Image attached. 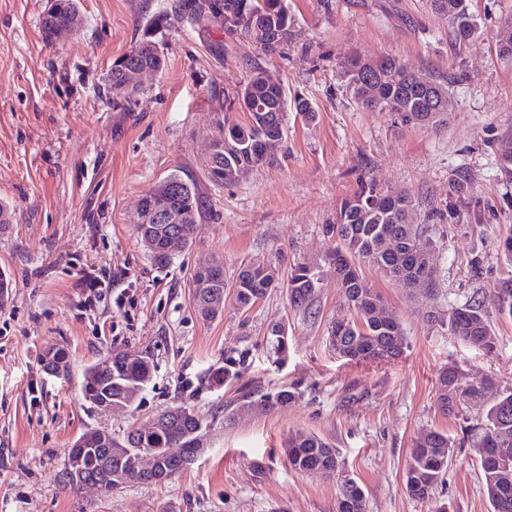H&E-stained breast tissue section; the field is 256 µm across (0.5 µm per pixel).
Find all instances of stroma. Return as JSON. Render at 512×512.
Here are the masks:
<instances>
[{"mask_svg":"<svg viewBox=\"0 0 512 512\" xmlns=\"http://www.w3.org/2000/svg\"><path fill=\"white\" fill-rule=\"evenodd\" d=\"M54 0H0V200L13 221L0 232V512H336L335 480L299 474L284 448L312 433L335 448L364 491L365 512H491L476 445L486 412L512 392V318L490 313L492 351L442 327L451 309L489 296L512 276L500 245L512 228V181L501 172L512 150V0H472L480 31L456 37L428 0H286L293 36L267 56L215 28L146 21L173 0H77L75 33L46 39L42 14ZM162 51V71L142 77L131 111L100 93L113 61L145 35ZM389 56L421 75L446 77L450 107L429 127L362 109L341 64L351 54ZM266 68L313 117L289 111L284 153L244 179L218 185L204 160L226 101ZM195 179L206 219L186 251L157 267L140 240L138 205L173 170ZM464 191H454L459 176ZM403 190L414 223L432 241L436 283L420 291L360 270L401 323L408 347L397 361L351 362L328 343L331 326L352 319L325 254V233L359 177ZM446 208L448 223L430 218ZM318 261L321 282L309 309L294 308L283 285L292 267ZM233 284L247 265L275 267L279 284L247 309L232 292L212 319L191 299L192 276L212 262ZM112 272L113 294L132 288L124 308L111 297L86 303L80 270ZM286 325L278 352L272 325ZM62 350L67 377L47 373ZM121 349L154 370L128 408L102 412L82 394L88 365ZM495 382L482 404L455 415L438 408L448 366ZM230 370L224 385L216 368ZM291 387L295 399L268 409L240 406V388ZM172 406L203 420L205 447L193 465L161 484L105 492L64 484L69 448L88 429L122 436ZM448 435L454 453L434 502L408 497L404 476L417 438Z\"/></svg>","mask_w":512,"mask_h":512,"instance_id":"35a3bbf8","label":"stroma"}]
</instances>
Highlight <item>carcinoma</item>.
Here are the masks:
<instances>
[{
    "label": "carcinoma",
    "mask_w": 512,
    "mask_h": 512,
    "mask_svg": "<svg viewBox=\"0 0 512 512\" xmlns=\"http://www.w3.org/2000/svg\"><path fill=\"white\" fill-rule=\"evenodd\" d=\"M57 11H46L40 20L45 37L52 40L63 33L73 32L79 24L75 0H56ZM431 9L448 21L456 36L466 39L477 31L470 0H429ZM217 26L228 35L246 39L262 53L272 55L282 49L292 36L294 17L285 0H176L171 8L150 20L148 29L164 24L182 27H198L202 24ZM141 66L154 72L163 69L164 56L158 53L156 42L141 41L132 47ZM343 76L348 89L363 109L389 112L398 122L412 124L421 112L430 108L428 87L443 85L437 77H422L396 59L384 57L378 69L357 55L342 63ZM112 101V108L127 111L132 99L139 94L140 85L133 76L119 67H112L102 88ZM245 111L247 118L235 122L224 118L220 136L231 141L247 140L252 144V158L236 166L230 157H224L220 167L213 160H206L208 179L216 184H233L248 171L272 164L279 158L284 138L272 134L275 122H284L288 112V95L282 84L271 80L269 72L259 65L251 70L244 88L237 98L228 101V110ZM222 175L215 174V171ZM165 197L176 207L179 223L172 225L171 235L159 239V253H152V261L159 267L168 265L175 256L188 248L196 237L198 224L205 215V197L197 183L184 179L180 171L170 173L153 191L142 200ZM415 208L412 197L405 191L383 189L371 179L358 180L356 191L344 198L336 209L335 219L326 225L328 237L336 239V246L327 254L343 288L344 298L354 317L348 321L349 330L339 344H331L336 354L349 361H391L399 358L407 347L400 322L396 319L386 326L376 324L372 316V301L379 294L360 279L364 287L349 283L348 275L358 269L357 262L366 261L384 276L402 283L406 287L416 285L423 277L428 287L435 284L434 269L412 272L413 256L407 252L387 253L380 250V240L386 236L399 235L424 238L417 224L408 223ZM301 265L291 269L287 288L291 303L299 308L307 307L315 295L319 278L297 282ZM240 287L235 293L239 307L249 308L261 300L268 287L250 267H244L237 277ZM490 307L500 315L512 317V277L506 278L495 288ZM488 310L482 302H474L448 312V320L441 321L450 334L484 350L493 348L494 339L487 321ZM152 364L144 357H134L126 351L114 350L104 359L89 366L84 374L83 396L85 401L98 407L107 397L112 404L129 406L150 382ZM494 386L491 379L469 381L456 367L450 366L438 377V406L450 415L459 405L478 402L486 390ZM160 426L147 433L133 429L120 438H112V447L122 449L120 453L107 456L106 445L96 433L88 430L80 439L87 448L82 458L85 479L92 480L112 468V473L121 474L122 484L148 483L141 472L139 455L152 453L175 475L181 472L179 464L167 460L166 449L188 448L192 433L201 425L200 418L182 408H169L157 415ZM487 427L477 444L476 452L484 477V485L492 512H512V465L504 467L498 455L500 448H512V392L498 399L487 411ZM285 453L292 470L297 473L318 472L334 476L340 463L336 450L314 434L296 432L288 438ZM452 444L448 436L430 430L423 433L412 448L405 471V489L409 497L418 501L432 499L439 483L444 481ZM336 512H362L364 493L353 479H343L338 485Z\"/></svg>",
    "instance_id": "cac0c4a2"
}]
</instances>
